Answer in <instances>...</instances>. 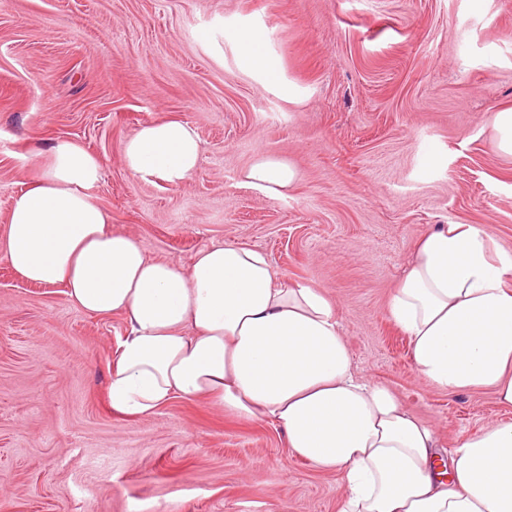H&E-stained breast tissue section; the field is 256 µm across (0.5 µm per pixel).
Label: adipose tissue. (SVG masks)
Returning <instances> with one entry per match:
<instances>
[{
	"mask_svg": "<svg viewBox=\"0 0 512 512\" xmlns=\"http://www.w3.org/2000/svg\"><path fill=\"white\" fill-rule=\"evenodd\" d=\"M235 41L242 72L284 99L300 96L264 30L242 27ZM123 160L132 175L178 185L202 147L188 123L165 119L128 137ZM102 177L99 157L57 141L38 181L12 199L0 256L28 281L63 286L85 312L123 316L114 414L145 417L178 398L270 423L294 455L339 475V512H512V423L462 439L439 469L436 431L356 374L320 289L278 280L263 252L236 244L207 247L186 267L148 259L92 195ZM243 177L278 198L299 174L261 156ZM388 312L420 379L451 394L488 389L512 407V252L485 226L435 225Z\"/></svg>",
	"mask_w": 512,
	"mask_h": 512,
	"instance_id": "ef3b65f1",
	"label": "adipose tissue"
}]
</instances>
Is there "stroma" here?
I'll use <instances>...</instances> for the list:
<instances>
[{
  "mask_svg": "<svg viewBox=\"0 0 512 512\" xmlns=\"http://www.w3.org/2000/svg\"><path fill=\"white\" fill-rule=\"evenodd\" d=\"M243 26L266 31L305 97L239 70ZM509 107L512 0H0V232L51 145L76 141L103 164L92 193L113 231L149 259L187 266L241 244L320 288L359 376L392 388L446 454L512 408L421 381L387 303L433 225L481 224L512 251V156L489 126ZM169 118L198 133L199 169L177 186L129 174L124 141ZM261 155L297 169L285 197L244 183ZM123 334L120 315L0 257V512H338V476L269 423L181 399L112 414Z\"/></svg>",
  "mask_w": 512,
  "mask_h": 512,
  "instance_id": "1",
  "label": "stroma"
}]
</instances>
